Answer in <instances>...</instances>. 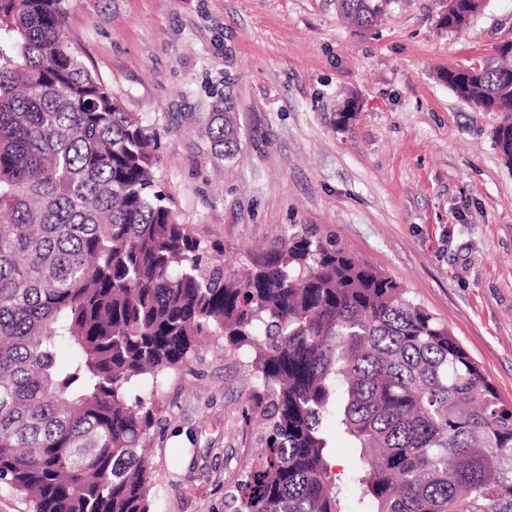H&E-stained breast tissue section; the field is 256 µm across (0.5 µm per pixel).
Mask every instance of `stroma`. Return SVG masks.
Here are the masks:
<instances>
[{
    "label": "stroma",
    "mask_w": 512,
    "mask_h": 512,
    "mask_svg": "<svg viewBox=\"0 0 512 512\" xmlns=\"http://www.w3.org/2000/svg\"><path fill=\"white\" fill-rule=\"evenodd\" d=\"M443 0H395L376 26L337 0H69L68 37L159 133L160 187L182 223L224 250L276 245L293 224L336 237L447 323L512 404V168L497 112L436 77L512 40V0L467 33ZM359 109L344 130L336 114ZM231 105L239 150L206 134ZM243 357L214 338L164 383L150 431L151 512H233L255 451Z\"/></svg>",
    "instance_id": "obj_1"
}]
</instances>
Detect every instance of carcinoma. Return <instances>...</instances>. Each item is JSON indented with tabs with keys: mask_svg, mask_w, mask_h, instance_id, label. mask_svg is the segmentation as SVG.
Listing matches in <instances>:
<instances>
[{
	"mask_svg": "<svg viewBox=\"0 0 512 512\" xmlns=\"http://www.w3.org/2000/svg\"><path fill=\"white\" fill-rule=\"evenodd\" d=\"M486 2L448 0V29ZM392 3L338 9L364 28ZM67 19V0H0V480L32 512H150L163 382L218 337L248 351L264 421L235 512H512V405L448 325L306 226L226 273L159 189L155 130L86 67ZM439 78L505 115L512 162V51ZM208 130L237 150L230 108ZM332 434L359 449L347 488Z\"/></svg>",
	"mask_w": 512,
	"mask_h": 512,
	"instance_id": "obj_1",
	"label": "carcinoma"
}]
</instances>
